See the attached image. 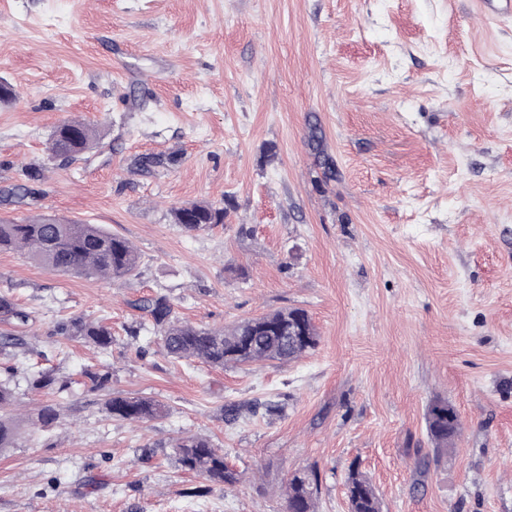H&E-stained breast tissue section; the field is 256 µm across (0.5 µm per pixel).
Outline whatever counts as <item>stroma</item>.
I'll use <instances>...</instances> for the list:
<instances>
[{
  "instance_id": "35a3bbf8",
  "label": "stroma",
  "mask_w": 512,
  "mask_h": 512,
  "mask_svg": "<svg viewBox=\"0 0 512 512\" xmlns=\"http://www.w3.org/2000/svg\"><path fill=\"white\" fill-rule=\"evenodd\" d=\"M471 0H0V219L96 224L141 257L132 280L62 276L0 252V294L30 314L0 380L20 389L0 449V512H287L315 467L316 512H349L350 469L383 512H512V22ZM98 128L94 152L51 159L56 126ZM145 157L158 165L143 170ZM224 207L189 233L172 207ZM166 295L220 328L307 311L317 347L289 364L214 368L159 353L136 298ZM112 329L103 350L57 334ZM87 369L112 374L108 391ZM164 418L107 419L106 393ZM448 401L454 450H428L424 414ZM252 406L230 424L224 407ZM61 415L44 434L29 417ZM224 451L234 485L184 471L181 433ZM58 328L67 336H81L100 349H108L112 346V329L100 321L74 318L59 324ZM318 485L319 476L314 469L296 472L284 491L288 509L292 512H316Z\"/></svg>"
}]
</instances>
